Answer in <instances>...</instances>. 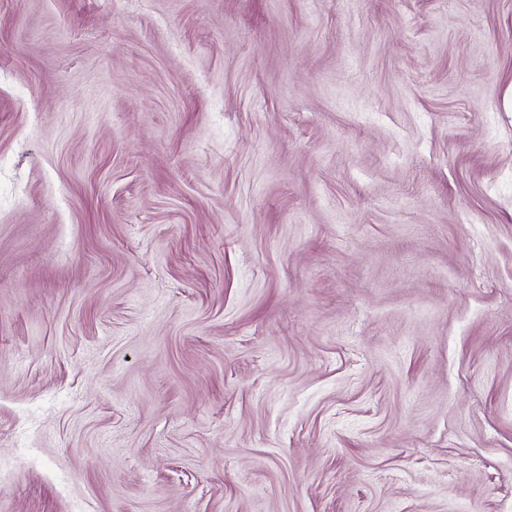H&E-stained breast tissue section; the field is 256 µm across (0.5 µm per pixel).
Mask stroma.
I'll return each instance as SVG.
<instances>
[{
  "instance_id": "1",
  "label": "stroma",
  "mask_w": 512,
  "mask_h": 512,
  "mask_svg": "<svg viewBox=\"0 0 512 512\" xmlns=\"http://www.w3.org/2000/svg\"><path fill=\"white\" fill-rule=\"evenodd\" d=\"M0 512H512V0H0Z\"/></svg>"
}]
</instances>
